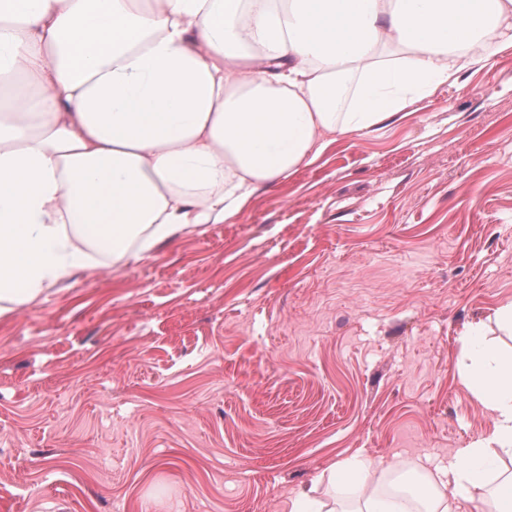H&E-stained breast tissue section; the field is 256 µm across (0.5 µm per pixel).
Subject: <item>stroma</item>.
Wrapping results in <instances>:
<instances>
[{
  "label": "stroma",
  "mask_w": 512,
  "mask_h": 512,
  "mask_svg": "<svg viewBox=\"0 0 512 512\" xmlns=\"http://www.w3.org/2000/svg\"><path fill=\"white\" fill-rule=\"evenodd\" d=\"M512 299V50L147 257L0 317V512H288L332 463L492 416L458 336Z\"/></svg>",
  "instance_id": "obj_1"
}]
</instances>
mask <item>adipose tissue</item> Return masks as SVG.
<instances>
[{"label":"adipose tissue","mask_w":512,"mask_h":512,"mask_svg":"<svg viewBox=\"0 0 512 512\" xmlns=\"http://www.w3.org/2000/svg\"><path fill=\"white\" fill-rule=\"evenodd\" d=\"M512 47V0H0V316L138 261ZM492 431L415 491L398 461L329 469L357 512H512V354L459 338Z\"/></svg>","instance_id":"adipose-tissue-1"}]
</instances>
